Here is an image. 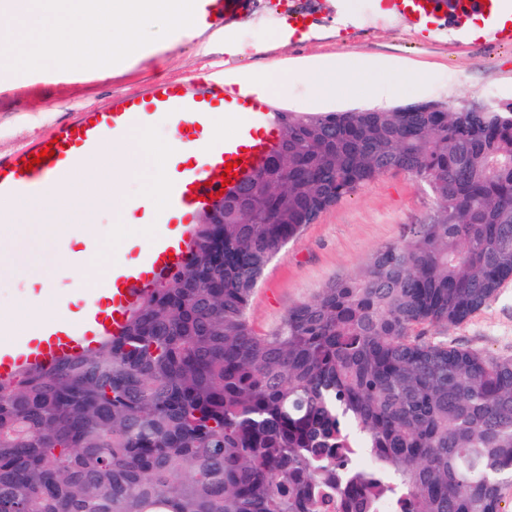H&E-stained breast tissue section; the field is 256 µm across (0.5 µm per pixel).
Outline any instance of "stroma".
Returning <instances> with one entry per match:
<instances>
[{
    "label": "stroma",
    "mask_w": 512,
    "mask_h": 512,
    "mask_svg": "<svg viewBox=\"0 0 512 512\" xmlns=\"http://www.w3.org/2000/svg\"><path fill=\"white\" fill-rule=\"evenodd\" d=\"M275 18L271 0H255L250 13L233 22L218 21L191 38L152 42L150 53L134 57L129 67L105 78L72 70L66 82L38 84L27 73L7 70L8 58L0 53V154L45 136L77 108L104 104L149 80L180 79L214 66L228 72L280 71L297 60L335 53L368 59L396 56L422 71L424 84L398 97L400 106H512V47L445 32L433 38L418 34L401 21L375 17L372 0H336L334 14L319 19L310 38L285 44L277 38ZM228 30L241 44L238 53L224 48ZM276 90L282 109L308 111L312 83L299 71L282 74ZM434 206L429 189L403 172L385 174L344 198L268 264L251 301V323L260 333L275 331L291 306L313 299L333 280L360 273L378 247L400 240L405 226L420 223ZM38 255L36 272L0 269V314L32 296L33 279L50 281L64 293L97 274L86 261L72 270L61 269L49 248ZM435 337L484 356L512 358V280L482 310L460 325L436 331Z\"/></svg>",
    "instance_id": "1"
}]
</instances>
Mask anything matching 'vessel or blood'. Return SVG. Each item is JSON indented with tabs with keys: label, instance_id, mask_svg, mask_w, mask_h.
I'll return each mask as SVG.
<instances>
[{
	"label": "vessel or blood",
	"instance_id": "vessel-or-blood-1",
	"mask_svg": "<svg viewBox=\"0 0 512 512\" xmlns=\"http://www.w3.org/2000/svg\"><path fill=\"white\" fill-rule=\"evenodd\" d=\"M375 2L381 11L426 32L437 28L446 12L460 21L477 16L482 20L484 37L500 45H512V14L505 12L507 0ZM251 6L252 0H197V18L199 23L209 25L221 17L243 16ZM334 6V0H290L288 24L297 33L310 30L314 11L328 12ZM276 108L271 97L251 92L227 94L220 71L207 79L156 80L115 96L105 105L78 109L50 136L0 156V223H6L10 220L11 200L56 191L62 171L95 158L105 144L126 146L134 129L149 126L157 117H164L174 128L179 143L169 166L173 183L169 206L160 211L150 198L141 197L119 210L122 222L165 224L168 232L145 243L134 263L112 268L98 287L77 285L79 302L59 297L57 318L44 323L36 335L17 337L13 318L1 314L0 383L29 367H52L95 347L103 337L119 335L128 312L171 273L191 261L194 226L198 216L214 205L226 163H236L241 179L265 164L278 138ZM218 112L243 116L234 136L213 137L211 120ZM47 147L53 148V156L30 165V157Z\"/></svg>",
	"mask_w": 512,
	"mask_h": 512
}]
</instances>
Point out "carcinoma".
<instances>
[{"mask_svg": "<svg viewBox=\"0 0 512 512\" xmlns=\"http://www.w3.org/2000/svg\"><path fill=\"white\" fill-rule=\"evenodd\" d=\"M281 112L265 179L119 336L0 384V512H504L512 358L432 341L512 279V109ZM405 170L435 208L257 332L271 259Z\"/></svg>", "mask_w": 512, "mask_h": 512, "instance_id": "carcinoma-1", "label": "carcinoma"}]
</instances>
